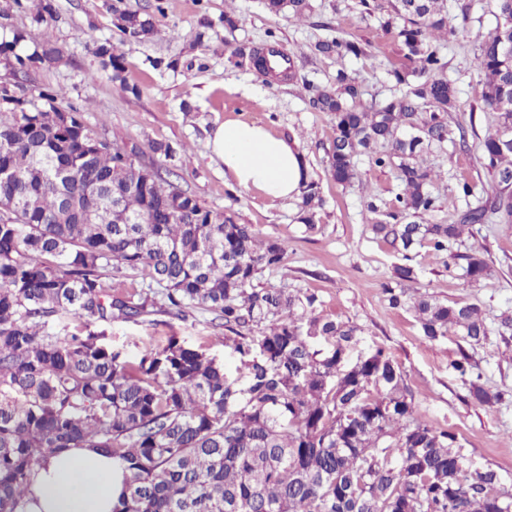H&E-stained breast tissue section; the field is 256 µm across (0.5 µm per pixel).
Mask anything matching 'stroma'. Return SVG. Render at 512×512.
<instances>
[{
    "instance_id": "stroma-1",
    "label": "stroma",
    "mask_w": 512,
    "mask_h": 512,
    "mask_svg": "<svg viewBox=\"0 0 512 512\" xmlns=\"http://www.w3.org/2000/svg\"><path fill=\"white\" fill-rule=\"evenodd\" d=\"M53 19L34 22L32 0L16 6L0 0V37L22 30L30 44L52 41L63 48L62 58L45 63L30 74H16L0 62V83L27 92L37 85L64 93L58 105L83 113L86 122L113 140L147 144L151 141L185 146L180 163L166 172L167 180L193 194L205 206L232 214L237 223L253 225L263 240L288 245L286 261L263 270L257 284L317 293L318 311L329 320L348 321L362 330L356 355L384 349L403 374L418 415L430 426L455 430L464 453L473 461L512 473V224H481L463 235L448 250H417L414 283L420 293L451 303L476 305L489 330L472 355L483 371L487 387L506 391L502 404L488 409L476 405L452 363L460 340L451 336L430 342L416 317L394 308L385 294L393 284L400 262L397 251L375 237L365 211L369 196L392 203L401 191L393 170L374 166L360 156L357 176L341 186L325 172V150L333 136V121L313 109L307 83L329 84L338 66L361 82L364 103L395 94L390 71L402 66L403 54L395 32L385 30L378 18L361 13L358 0H311L313 11L304 20L269 14L263 0H50ZM163 12H156V5ZM150 15L156 29L148 40L119 42L113 26L115 11ZM233 12L236 30L224 28L225 12ZM495 0H448L450 25H465L463 33L444 37L448 76L459 90L460 108L453 114L466 138L432 149L425 166L436 175L432 191L437 209L426 216L429 224H453L465 210L456 192L468 181L476 199L492 200L494 177L480 159L478 145L492 126V117L480 109L483 75L474 63L480 41L494 28ZM211 30L204 43L195 39L201 18ZM367 44V58L337 64L335 58L316 56L314 43L329 31ZM118 42L124 56L125 76L137 84L140 96L123 92L108 73L99 69L94 54L98 43ZM270 44L292 57L293 79L278 81L254 67L234 65L231 56L242 45ZM155 57L178 59L174 70H155ZM228 119L265 126L278 137L296 141L304 154L309 176L319 181L322 204L315 232H306L297 218L296 200H272L256 190L237 185L215 158L208 140ZM485 251L489 276L470 283L459 259L461 253ZM106 332L113 345L130 358L145 346L178 337L188 347L227 357L226 331L215 314L189 309L186 318L154 314L137 321H115Z\"/></svg>"
}]
</instances>
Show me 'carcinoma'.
<instances>
[{
    "label": "carcinoma",
    "instance_id": "cac0c4a2",
    "mask_svg": "<svg viewBox=\"0 0 512 512\" xmlns=\"http://www.w3.org/2000/svg\"><path fill=\"white\" fill-rule=\"evenodd\" d=\"M397 29L412 67L391 70L399 93L368 107L347 70L336 88L308 84L313 108L329 112L334 136L326 172L344 185L359 156L395 169L397 205L371 200L372 232L402 254L390 305L415 312L430 341L456 336L474 346L488 336L478 307L414 295L411 252L448 249L462 228L482 224L493 209L512 224V0H497V23L479 44L484 73L481 110L497 128L480 143L497 194L488 207L466 204L457 224H421L434 212L430 171L420 156L450 140L457 89L442 48L428 42L454 34L447 0H359ZM271 14L301 18L310 0H264ZM123 38L154 34L149 16L120 12ZM12 31L0 54L20 71L63 51L51 41L30 50ZM314 51L339 60L370 56L340 34ZM233 55L258 70L292 77L293 61L246 45ZM282 60H277V56ZM95 56L103 71L126 82L122 56L105 41ZM62 92L33 89L16 109L0 108V512H20L35 468L47 455L103 448L124 473L112 512H508L504 475L463 453L458 434L421 420L402 373L382 349L351 362L361 329L325 321L319 297L260 288L258 274L280 266L288 246L260 241L250 224L202 205L166 181L178 150L109 140L82 113L60 111ZM320 184L307 182L298 204L309 232L317 228ZM472 282L487 275L484 252L461 256ZM147 282L121 292L103 271ZM199 307L224 320L234 366L189 348L175 336L131 360L96 327L156 312L178 319ZM77 323L78 334L70 330ZM453 368L481 406L499 404L465 352Z\"/></svg>",
    "mask_w": 512,
    "mask_h": 512
}]
</instances>
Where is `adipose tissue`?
<instances>
[{
    "instance_id": "obj_1",
    "label": "adipose tissue",
    "mask_w": 512,
    "mask_h": 512,
    "mask_svg": "<svg viewBox=\"0 0 512 512\" xmlns=\"http://www.w3.org/2000/svg\"><path fill=\"white\" fill-rule=\"evenodd\" d=\"M212 151L238 186L285 200L299 197L308 167L296 142L265 127L228 120L214 130ZM123 474L101 448H75L42 460L24 498L25 512H112Z\"/></svg>"
}]
</instances>
